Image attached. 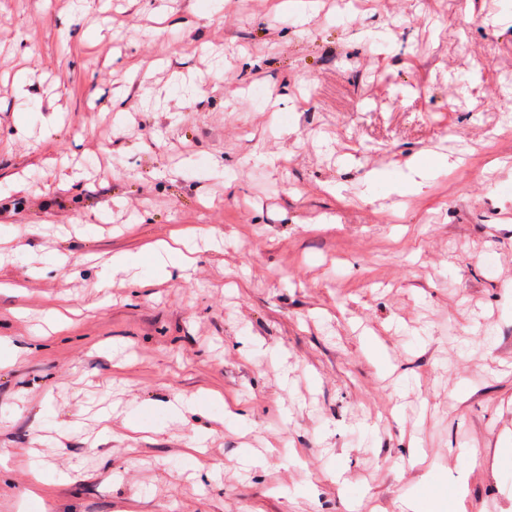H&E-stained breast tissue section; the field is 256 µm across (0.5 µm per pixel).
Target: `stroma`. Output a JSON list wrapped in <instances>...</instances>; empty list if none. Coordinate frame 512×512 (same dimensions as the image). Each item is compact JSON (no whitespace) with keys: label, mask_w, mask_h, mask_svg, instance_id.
Here are the masks:
<instances>
[{"label":"stroma","mask_w":512,"mask_h":512,"mask_svg":"<svg viewBox=\"0 0 512 512\" xmlns=\"http://www.w3.org/2000/svg\"><path fill=\"white\" fill-rule=\"evenodd\" d=\"M318 3L0 0V512H43L35 475L52 512H400L462 480L512 512V0ZM196 226L221 251L159 278L149 245ZM178 392L214 430L195 459ZM454 163L452 157L446 155L432 158L431 162L415 156L407 162L408 172L405 175L406 181L412 188H420L435 168L449 167ZM130 257L126 254H116L112 256L110 264H106L105 268L97 274L94 282V288L101 290L112 286V279L119 273L125 271L129 265ZM166 407L172 420L181 423H187L189 416H195L198 413L194 395L175 394L173 398L166 400Z\"/></svg>","instance_id":"stroma-1"}]
</instances>
